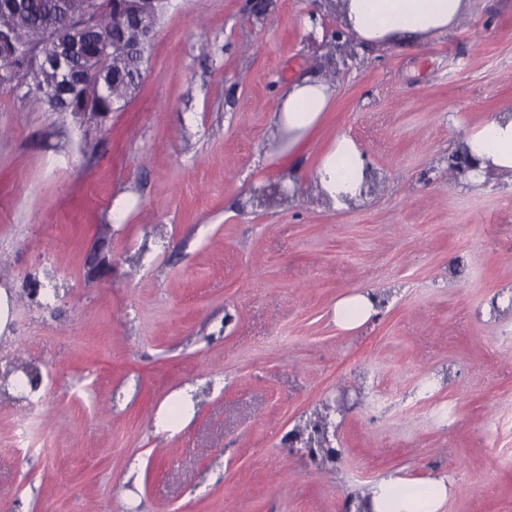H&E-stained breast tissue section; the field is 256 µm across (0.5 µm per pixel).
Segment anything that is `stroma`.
<instances>
[{"label":"stroma","instance_id":"stroma-1","mask_svg":"<svg viewBox=\"0 0 512 512\" xmlns=\"http://www.w3.org/2000/svg\"><path fill=\"white\" fill-rule=\"evenodd\" d=\"M328 2L169 0L136 93L84 123L0 92V363L40 380L0 390V512H346L439 476L441 512H512V173L471 183L462 148L512 107V0L378 48ZM305 77L335 94L291 146ZM341 135L371 173L336 209ZM327 421L335 459L291 454ZM334 90L320 79L304 78L288 85L279 96L276 125L288 128V145H295L320 121ZM369 165L367 155L353 140L338 136L321 158L315 183L332 207L343 208L359 199ZM376 304L369 292L343 298L336 304V322L342 329H355L377 312Z\"/></svg>","mask_w":512,"mask_h":512}]
</instances>
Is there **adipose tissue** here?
Here are the masks:
<instances>
[{
  "label": "adipose tissue",
  "mask_w": 512,
  "mask_h": 512,
  "mask_svg": "<svg viewBox=\"0 0 512 512\" xmlns=\"http://www.w3.org/2000/svg\"><path fill=\"white\" fill-rule=\"evenodd\" d=\"M339 24L365 46H387L401 36L427 37L447 32L466 9L465 0H337ZM334 91L319 79L305 78L288 85L279 96L276 122L296 144L320 121ZM463 149L474 163L470 177L481 181L486 169L512 172V114L504 112L483 122L465 137ZM370 161L350 138L339 136L323 154L315 183L335 208L359 199L368 178ZM386 488L395 489L393 481ZM393 498L373 495L372 512H440L448 484L439 477L423 484L395 489Z\"/></svg>",
  "instance_id": "obj_1"
}]
</instances>
